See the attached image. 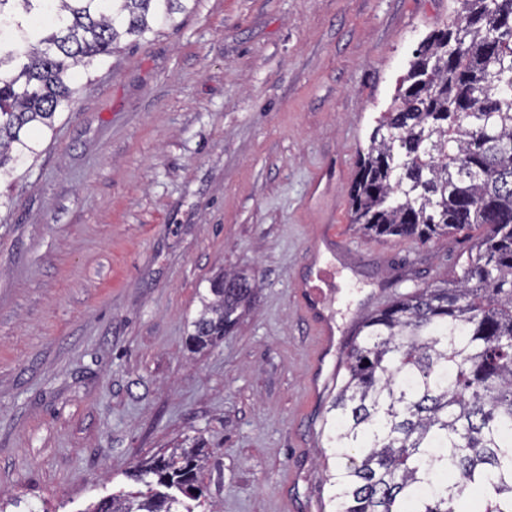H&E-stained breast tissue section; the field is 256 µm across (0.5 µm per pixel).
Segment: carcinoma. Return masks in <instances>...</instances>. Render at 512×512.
I'll list each match as a JSON object with an SVG mask.
<instances>
[{"instance_id": "1", "label": "carcinoma", "mask_w": 512, "mask_h": 512, "mask_svg": "<svg viewBox=\"0 0 512 512\" xmlns=\"http://www.w3.org/2000/svg\"><path fill=\"white\" fill-rule=\"evenodd\" d=\"M198 0H0V180L14 176L70 108L76 78L157 35ZM413 53L351 190L368 237L424 242L484 228L444 285L367 317L329 409L336 512H512V0H459ZM219 275L191 322L216 345L252 296ZM204 442L133 470L149 491L85 512H195Z\"/></svg>"}]
</instances>
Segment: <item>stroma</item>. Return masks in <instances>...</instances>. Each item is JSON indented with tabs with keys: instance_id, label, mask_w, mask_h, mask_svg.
Wrapping results in <instances>:
<instances>
[{
	"instance_id": "stroma-1",
	"label": "stroma",
	"mask_w": 512,
	"mask_h": 512,
	"mask_svg": "<svg viewBox=\"0 0 512 512\" xmlns=\"http://www.w3.org/2000/svg\"><path fill=\"white\" fill-rule=\"evenodd\" d=\"M454 0H199L79 79L0 206V493L83 512L203 438L197 512H334L324 388L352 315L451 278L476 229L426 243L349 222L358 152ZM344 260L325 341L301 290ZM254 284L187 345L223 272ZM250 282L239 275H219L210 281L208 294L201 295L200 308L191 322L189 344L195 350L215 346L235 326L238 309L252 296Z\"/></svg>"
}]
</instances>
